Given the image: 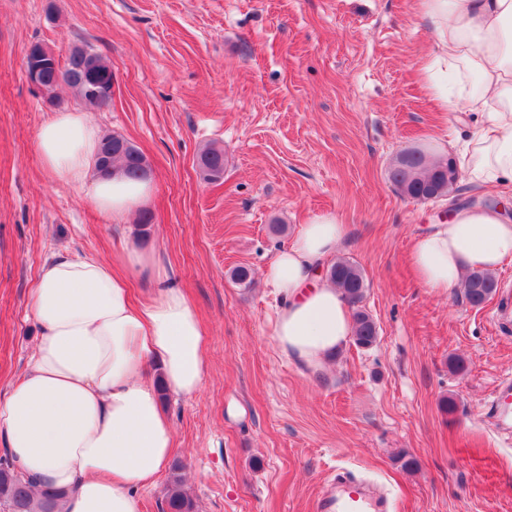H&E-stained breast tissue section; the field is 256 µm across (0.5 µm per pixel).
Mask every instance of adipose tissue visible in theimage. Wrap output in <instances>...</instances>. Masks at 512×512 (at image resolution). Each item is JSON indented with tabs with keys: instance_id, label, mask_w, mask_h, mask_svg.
Here are the masks:
<instances>
[{
	"instance_id": "obj_1",
	"label": "adipose tissue",
	"mask_w": 512,
	"mask_h": 512,
	"mask_svg": "<svg viewBox=\"0 0 512 512\" xmlns=\"http://www.w3.org/2000/svg\"><path fill=\"white\" fill-rule=\"evenodd\" d=\"M436 54L426 78L442 109L473 112L478 122L460 151L477 187H512V0H417ZM101 135L86 113H55L37 136L44 169L80 186L83 197L115 219L143 208L151 180L91 177ZM347 235L332 214L313 216L266 267L282 297L273 336L288 357L321 368L352 335L341 293L323 273ZM411 264L425 288L445 296L466 271H496L512 259V217L501 208L458 210L414 239ZM156 287L131 299L129 278ZM30 310L41 335L28 368L0 393V441L11 463L42 489L62 495L61 512H142L139 488L153 485L175 446L159 389L192 397L206 377L207 331L174 287L155 252L131 246L120 265L95 257L54 256L43 264ZM155 360L159 377L146 369Z\"/></svg>"
}]
</instances>
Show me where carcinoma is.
Masks as SVG:
<instances>
[{
  "mask_svg": "<svg viewBox=\"0 0 512 512\" xmlns=\"http://www.w3.org/2000/svg\"><path fill=\"white\" fill-rule=\"evenodd\" d=\"M102 82L112 78V64L100 54L75 46L59 64L45 66L41 71L40 85L43 93L60 104L56 89L59 83L72 88L77 97L87 106L101 108L102 100L91 93V77ZM118 136L103 137L97 158L94 162L95 175L109 177L121 170L132 177L147 165L141 151L128 153L117 148ZM224 149L216 145L205 147L199 155V168L204 180L218 181L224 176ZM389 179L395 190L402 196L416 201H432L448 195L458 179V168L448 158L430 160L419 149H411L400 154L392 164ZM326 276L337 288L352 310V340L360 348H370L377 342L378 329L373 317L363 308L366 293V280L363 269L355 261L338 257L331 262ZM497 278L485 270H470L464 279V296L468 304L479 308L495 294ZM182 466L172 467L166 486L165 504L168 512H198L195 498L185 487ZM59 494L55 491L43 493L42 498H33L30 483L23 478L16 467L8 462L0 463V507L8 512H53Z\"/></svg>",
  "mask_w": 512,
  "mask_h": 512,
  "instance_id": "cac0c4a2",
  "label": "carcinoma"
}]
</instances>
